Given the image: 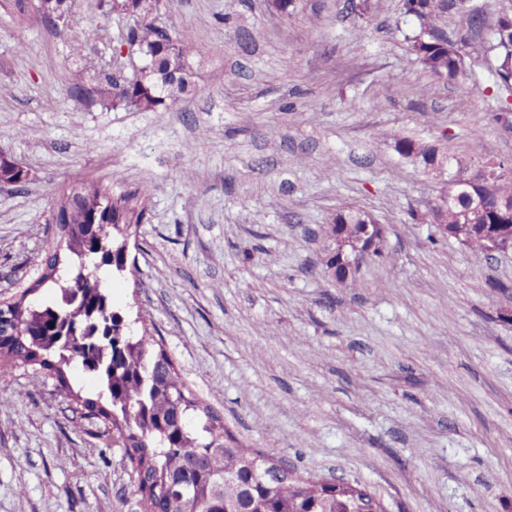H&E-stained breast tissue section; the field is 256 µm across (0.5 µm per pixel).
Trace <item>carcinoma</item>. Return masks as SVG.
Masks as SVG:
<instances>
[{
  "label": "carcinoma",
  "instance_id": "carcinoma-1",
  "mask_svg": "<svg viewBox=\"0 0 512 512\" xmlns=\"http://www.w3.org/2000/svg\"><path fill=\"white\" fill-rule=\"evenodd\" d=\"M74 0H35L30 6L16 0L21 16L32 24L55 23L59 12L72 10ZM162 0H112L111 9L139 16L128 32L142 52L143 65L134 79H108L96 93L112 108L153 111L174 109L191 91L180 81L168 89V77L187 71L196 53L193 43L172 37L158 27L152 15ZM455 6L442 0H408L405 14L413 17L418 31L410 38V50L438 78H448L485 92L483 83L458 60L452 39L434 41L428 34L446 35L448 15ZM497 51L491 68L498 89L512 90V27H492ZM396 149L421 160L432 169L441 163L454 167L451 156H436V149L402 137ZM468 181L460 177L444 208L429 211L430 223L448 224L461 232L464 246L475 258L485 256L483 239L468 230L470 224H495V204L512 206V175L498 180L491 200L479 206ZM150 187L144 185L117 195L96 183L77 192H63L56 210L66 213L57 235L78 263L60 258V246L47 253L42 274L20 297L0 302L17 329L0 347V359L12 366L28 367L39 379H55L72 413V421L100 420L106 432L116 430L118 440L133 464L138 490L146 512H362V496L351 482L328 487L318 481L288 477V469L248 448L225 427L221 416L200 403L176 371L158 340L148 332L131 334L123 314L113 309L100 272L121 275L128 229L145 220ZM374 223L361 209L348 207L332 215L324 228L326 237L342 234L358 237L362 225ZM50 294L45 302L26 297ZM79 366L98 378L101 390L91 398L74 390L67 372ZM192 480L189 491L179 482Z\"/></svg>",
  "mask_w": 512,
  "mask_h": 512
}]
</instances>
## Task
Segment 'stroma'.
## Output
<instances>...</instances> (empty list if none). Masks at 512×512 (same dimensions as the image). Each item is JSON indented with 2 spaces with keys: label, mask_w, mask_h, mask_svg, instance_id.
<instances>
[{
  "label": "stroma",
  "mask_w": 512,
  "mask_h": 512,
  "mask_svg": "<svg viewBox=\"0 0 512 512\" xmlns=\"http://www.w3.org/2000/svg\"><path fill=\"white\" fill-rule=\"evenodd\" d=\"M163 0L156 22L197 48L174 110L112 109L70 75L133 77L136 18L76 0L68 26H30L0 0V301L36 277L51 205L88 181L151 187L135 264L107 282L143 313L182 380L251 447L297 474L367 487L387 512H512V250L475 260L429 221L438 173L512 165L490 31L504 0L448 17L474 97L409 50L403 0ZM481 138H474V130ZM385 227L355 282L321 264L336 209ZM506 290H497V283ZM124 448L75 426L53 382L0 363V512H141ZM395 144L400 154L406 157L421 159V162L431 169H438L441 166V160L448 165V170L454 167L453 161L456 160L454 157L440 155L437 158L436 149L419 144L412 139L406 137L398 138L395 140Z\"/></svg>",
  "instance_id": "1"
}]
</instances>
